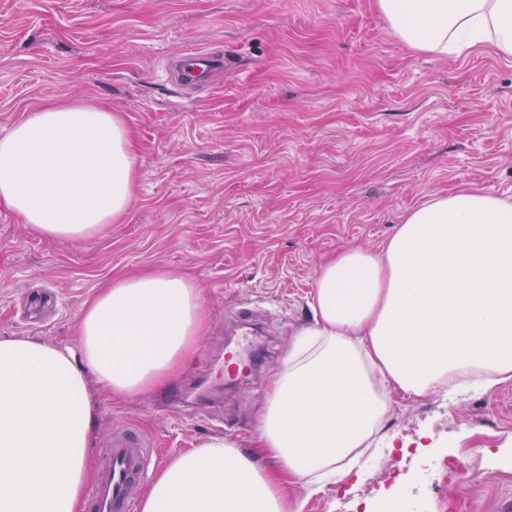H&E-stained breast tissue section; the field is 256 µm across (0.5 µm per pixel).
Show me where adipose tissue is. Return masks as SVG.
<instances>
[{
	"label": "adipose tissue",
	"instance_id": "obj_1",
	"mask_svg": "<svg viewBox=\"0 0 512 512\" xmlns=\"http://www.w3.org/2000/svg\"><path fill=\"white\" fill-rule=\"evenodd\" d=\"M376 7L414 50L488 44L512 58V0ZM136 173L124 118L90 100L25 113L0 136V206L46 237L84 241L119 222ZM308 305L313 323L258 411L254 454L204 441L155 475L139 512H300L289 484L316 494L360 473L393 395L512 380V201L473 186L431 196L378 249L324 262ZM204 330L202 288L157 269L100 289L79 314L76 348L0 338V512H81L94 390L125 401L167 385Z\"/></svg>",
	"mask_w": 512,
	"mask_h": 512
}]
</instances>
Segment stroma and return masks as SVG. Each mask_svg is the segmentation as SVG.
<instances>
[{
	"label": "stroma",
	"instance_id": "obj_1",
	"mask_svg": "<svg viewBox=\"0 0 512 512\" xmlns=\"http://www.w3.org/2000/svg\"><path fill=\"white\" fill-rule=\"evenodd\" d=\"M190 46L224 53V79L194 96L161 69ZM93 99L121 113L137 147L125 218L82 242L46 238L0 207V337L75 345L81 308L113 276L155 268L202 288L207 327L181 380L207 373L205 410H166L154 393L95 391L92 458L131 426L162 461L224 437L248 451L256 409L288 347L310 325L321 263L375 248L405 213L463 185L512 198V58L480 45L419 53L391 33L374 0H0V135L24 113ZM258 309L264 359L238 385L219 355L236 313ZM387 468L308 494L301 512H335L356 495L376 512L419 477L439 475L422 512H512V380L445 403L394 397ZM498 450L501 467L478 472Z\"/></svg>",
	"mask_w": 512,
	"mask_h": 512
}]
</instances>
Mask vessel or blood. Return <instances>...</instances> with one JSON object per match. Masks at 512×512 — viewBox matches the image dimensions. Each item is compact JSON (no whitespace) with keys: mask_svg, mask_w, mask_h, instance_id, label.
Masks as SVG:
<instances>
[{"mask_svg":"<svg viewBox=\"0 0 512 512\" xmlns=\"http://www.w3.org/2000/svg\"><path fill=\"white\" fill-rule=\"evenodd\" d=\"M223 68L222 51L190 48L174 61L169 81L182 91L198 89L209 86ZM155 464L139 437L129 433L111 436L102 450L99 476L87 493L90 512H133L132 487Z\"/></svg>","mask_w":512,"mask_h":512,"instance_id":"1","label":"vessel or blood"}]
</instances>
